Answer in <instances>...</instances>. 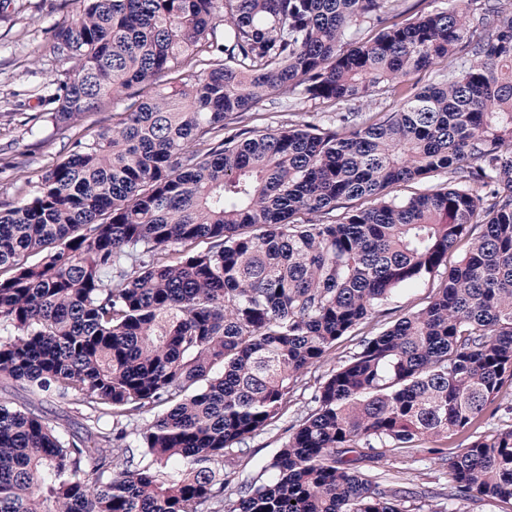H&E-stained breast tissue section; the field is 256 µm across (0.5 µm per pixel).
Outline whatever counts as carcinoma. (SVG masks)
<instances>
[{"mask_svg":"<svg viewBox=\"0 0 512 512\" xmlns=\"http://www.w3.org/2000/svg\"><path fill=\"white\" fill-rule=\"evenodd\" d=\"M450 2L402 21L391 0H83L52 27L46 55L68 64L56 127L155 91L0 210V377L89 410L62 433L0 402V512L512 505V424L497 423L512 384V10ZM364 24L375 35L345 48ZM451 56L443 81L406 84ZM381 86L401 104L379 118L248 127L265 100L348 105ZM443 171L455 187L388 196ZM356 199L372 205L334 218ZM473 224L432 300L315 387L268 480L235 482L226 450ZM457 437L444 496L377 472L386 448Z\"/></svg>","mask_w":512,"mask_h":512,"instance_id":"obj_1","label":"carcinoma"}]
</instances>
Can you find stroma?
Listing matches in <instances>:
<instances>
[{"label": "stroma", "instance_id": "1", "mask_svg": "<svg viewBox=\"0 0 512 512\" xmlns=\"http://www.w3.org/2000/svg\"><path fill=\"white\" fill-rule=\"evenodd\" d=\"M81 0H12L0 14V205L19 197L33 196L46 171L70 155L75 142L92 141L97 133L111 126L114 118L128 111L132 103L153 94L150 86L104 101L79 124L59 129L46 122L45 115L56 104L51 82L64 70L63 62L44 56L42 44L47 30L79 13ZM339 107L330 102L294 98L281 103L262 102L254 109L251 125L257 129L327 122ZM444 282L443 275L398 290L379 308L380 314L368 325L380 332L397 320L426 306ZM356 345L355 338L337 341L324 359L301 374L283 414L262 434L229 449L224 468L242 479H260L263 465L284 441L289 426L310 413V396L315 386L336 368ZM0 400L40 408L60 430H82L86 421L81 413L61 400L37 401L19 384L0 379ZM427 440L391 452L381 468L396 487H427L441 490L448 485V456L431 452Z\"/></svg>", "mask_w": 512, "mask_h": 512}]
</instances>
